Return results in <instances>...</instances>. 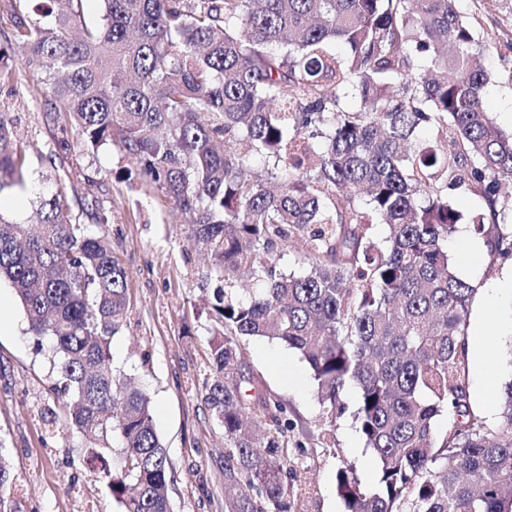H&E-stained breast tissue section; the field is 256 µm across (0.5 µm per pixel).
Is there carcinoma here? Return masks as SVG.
I'll use <instances>...</instances> for the list:
<instances>
[{"label": "carcinoma", "mask_w": 512, "mask_h": 512, "mask_svg": "<svg viewBox=\"0 0 512 512\" xmlns=\"http://www.w3.org/2000/svg\"><path fill=\"white\" fill-rule=\"evenodd\" d=\"M27 2L12 4L14 36L45 75L46 118L94 149L118 137L212 253L216 279L260 284L246 300L213 291L220 328L202 395L228 443L224 486L240 489L225 512H291L296 478L283 432L255 434L240 337L300 354L332 418L357 385L354 419L379 471L365 489L339 467L346 512H512V379L487 424L467 392L475 288L448 252L465 221L490 262L512 259V133L485 110L490 75L477 63L492 53L512 80V37H480L459 0H101L98 26L83 22L85 0H40L39 18ZM482 2L495 25L512 20V0ZM420 131L434 144H417ZM0 172V192L24 187L1 113ZM450 187L478 207L462 214ZM34 221L0 216V280L34 343H50L53 389L87 461L120 512H174L151 397L112 370L129 300L107 219L58 191ZM293 238L310 265L297 275L273 255ZM13 482L0 454V512Z\"/></svg>", "instance_id": "cac0c4a2"}]
</instances>
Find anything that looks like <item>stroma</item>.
<instances>
[{"label":"stroma","mask_w":512,"mask_h":512,"mask_svg":"<svg viewBox=\"0 0 512 512\" xmlns=\"http://www.w3.org/2000/svg\"><path fill=\"white\" fill-rule=\"evenodd\" d=\"M12 0H0V45L17 57L13 82L0 84L4 110L25 154L23 190L0 193V216L25 224L37 197L64 189L73 201L95 200L107 216L114 254L126 268L130 306L114 337L116 368L131 374L150 395L157 433L176 469L175 512H224V432L205 406L209 331L216 325L210 301L216 279L212 259L196 247L180 211L117 147L84 146L75 130L47 122L49 89L43 75L21 63L13 40ZM493 77L484 106L503 130H512V85L497 75L496 56L483 58ZM458 273L476 286L470 324H481L493 352L487 382L468 374L473 410L496 423L501 389L512 376L505 340L512 334V260L489 262L483 241L451 238ZM13 289L0 283V452L12 463L9 503L16 512H119L117 503L85 460L82 437L69 426L49 389L50 364L27 334ZM250 382L243 396L264 415L266 428L283 429L297 470L292 512H344L336 471L354 466L363 487H373L378 462L365 448L348 414L329 421L316 385L299 354L260 338L240 342Z\"/></svg>","instance_id":"stroma-1"}]
</instances>
